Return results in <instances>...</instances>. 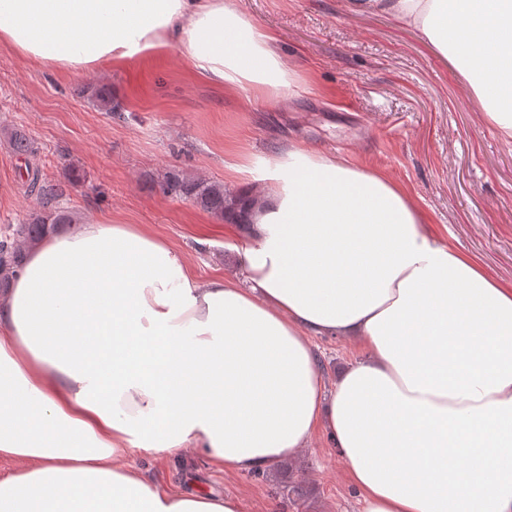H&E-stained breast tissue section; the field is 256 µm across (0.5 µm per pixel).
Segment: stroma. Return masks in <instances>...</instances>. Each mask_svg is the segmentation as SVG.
<instances>
[{
  "instance_id": "obj_1",
  "label": "stroma",
  "mask_w": 512,
  "mask_h": 512,
  "mask_svg": "<svg viewBox=\"0 0 512 512\" xmlns=\"http://www.w3.org/2000/svg\"><path fill=\"white\" fill-rule=\"evenodd\" d=\"M271 32L297 91L250 99L198 79L179 46L114 62L80 78L42 70L0 46V240L37 208L26 167L69 186L66 207L79 222L141 224L174 246L205 280L240 274L226 224L191 202L165 196L163 175L179 169L227 191L247 192L234 165L257 166L294 145L378 170L416 202L424 229L475 257L512 287V141L487 121L481 102L419 34L389 14L352 0H229ZM108 87L115 112L92 90ZM26 134L18 156L11 132ZM311 343L326 380L362 352L340 336ZM145 477L237 497L242 512H361L346 464L324 436L266 473L226 472L198 451L128 458ZM305 496L288 499L291 482Z\"/></svg>"
}]
</instances>
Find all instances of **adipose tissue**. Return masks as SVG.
Wrapping results in <instances>:
<instances>
[{
    "label": "adipose tissue",
    "mask_w": 512,
    "mask_h": 512,
    "mask_svg": "<svg viewBox=\"0 0 512 512\" xmlns=\"http://www.w3.org/2000/svg\"><path fill=\"white\" fill-rule=\"evenodd\" d=\"M414 28L512 140V0H357ZM179 41L200 79L300 84L225 0H0V45L71 75ZM242 279L199 281L103 220L47 235L0 295V512H241L125 465L187 448L261 471L324 430L363 512H512V289L422 231L383 174L299 148L262 161ZM368 349L327 390L309 339Z\"/></svg>",
    "instance_id": "obj_1"
}]
</instances>
